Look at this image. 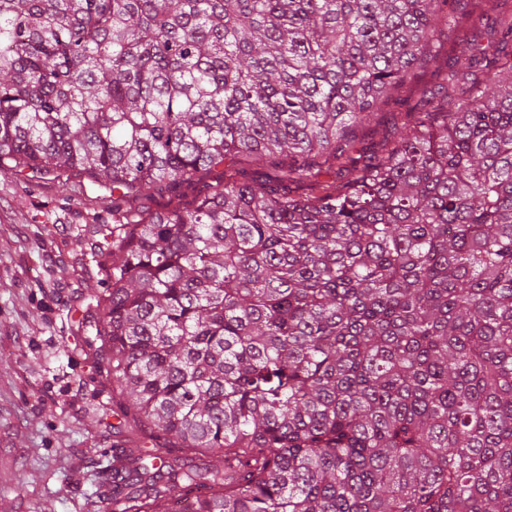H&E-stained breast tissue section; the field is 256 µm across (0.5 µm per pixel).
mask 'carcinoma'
<instances>
[{
	"label": "carcinoma",
	"instance_id": "carcinoma-1",
	"mask_svg": "<svg viewBox=\"0 0 512 512\" xmlns=\"http://www.w3.org/2000/svg\"><path fill=\"white\" fill-rule=\"evenodd\" d=\"M501 2L0 0V171L112 195L109 512H512Z\"/></svg>",
	"mask_w": 512,
	"mask_h": 512
}]
</instances>
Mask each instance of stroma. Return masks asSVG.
<instances>
[{
	"label": "stroma",
	"instance_id": "35a3bbf8",
	"mask_svg": "<svg viewBox=\"0 0 512 512\" xmlns=\"http://www.w3.org/2000/svg\"><path fill=\"white\" fill-rule=\"evenodd\" d=\"M111 221L99 184L0 174V512L106 510L124 437L86 338Z\"/></svg>",
	"mask_w": 512,
	"mask_h": 512
}]
</instances>
